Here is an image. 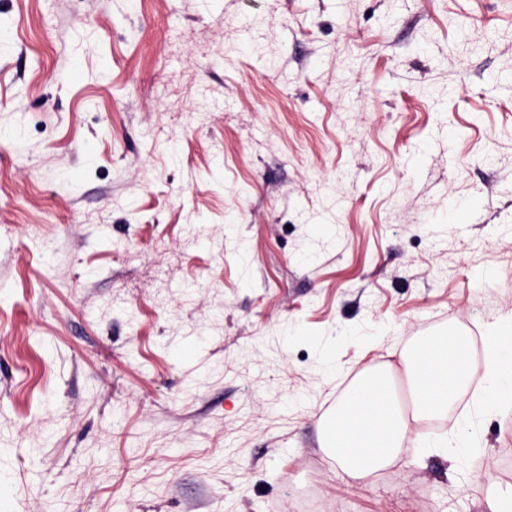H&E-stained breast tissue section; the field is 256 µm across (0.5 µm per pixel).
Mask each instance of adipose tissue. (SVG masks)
<instances>
[{
    "label": "adipose tissue",
    "mask_w": 512,
    "mask_h": 512,
    "mask_svg": "<svg viewBox=\"0 0 512 512\" xmlns=\"http://www.w3.org/2000/svg\"><path fill=\"white\" fill-rule=\"evenodd\" d=\"M486 389L476 395L486 411L512 407V325L487 329ZM412 399L404 407L392 390L389 372L364 376L355 396L357 410L338 400L335 414L321 422L320 447L349 481L363 483L389 468L401 452L412 424L446 417L468 378L470 367L453 337L423 336L403 358Z\"/></svg>",
    "instance_id": "obj_1"
}]
</instances>
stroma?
Instances as JSON below:
<instances>
[{
  "instance_id": "35a3bbf8",
  "label": "stroma",
  "mask_w": 512,
  "mask_h": 512,
  "mask_svg": "<svg viewBox=\"0 0 512 512\" xmlns=\"http://www.w3.org/2000/svg\"><path fill=\"white\" fill-rule=\"evenodd\" d=\"M511 316L512 0H0V512H492L319 421Z\"/></svg>"
}]
</instances>
